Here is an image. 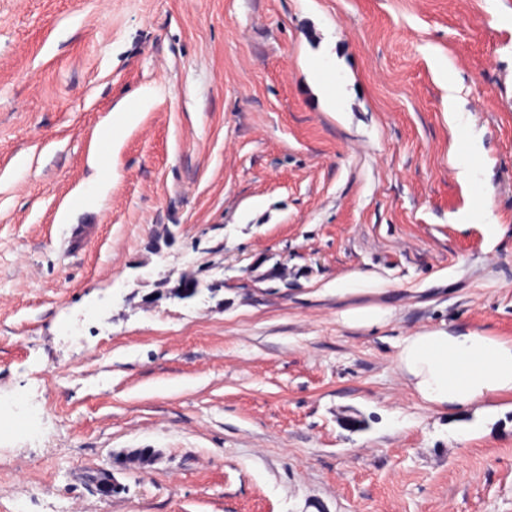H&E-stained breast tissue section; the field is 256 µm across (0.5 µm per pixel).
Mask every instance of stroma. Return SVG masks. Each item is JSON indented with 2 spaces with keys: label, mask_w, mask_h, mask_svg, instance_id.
<instances>
[{
  "label": "stroma",
  "mask_w": 512,
  "mask_h": 512,
  "mask_svg": "<svg viewBox=\"0 0 512 512\" xmlns=\"http://www.w3.org/2000/svg\"><path fill=\"white\" fill-rule=\"evenodd\" d=\"M437 329L512 343V0H0V512H512ZM317 83L323 95L332 103L339 102L338 86L336 82V76L332 69L321 64L314 63L312 65ZM141 109L140 101L130 100L115 111L112 115V136L116 137L126 126L132 123Z\"/></svg>",
  "instance_id": "35a3bbf8"
}]
</instances>
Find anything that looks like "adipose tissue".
Segmentation results:
<instances>
[{
  "mask_svg": "<svg viewBox=\"0 0 512 512\" xmlns=\"http://www.w3.org/2000/svg\"><path fill=\"white\" fill-rule=\"evenodd\" d=\"M398 361L421 399L436 406H466L512 394V345L474 331L408 337Z\"/></svg>",
  "mask_w": 512,
  "mask_h": 512,
  "instance_id": "1",
  "label": "adipose tissue"
}]
</instances>
